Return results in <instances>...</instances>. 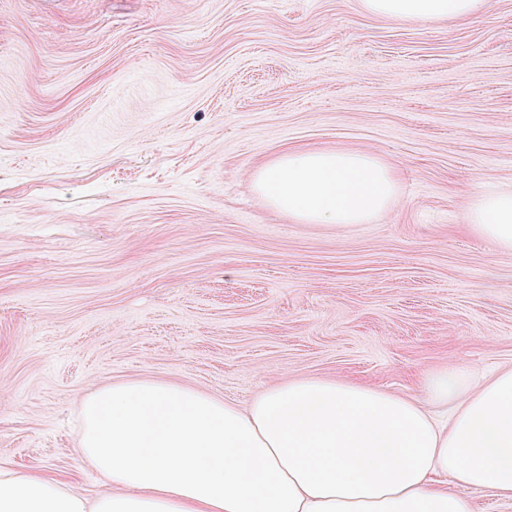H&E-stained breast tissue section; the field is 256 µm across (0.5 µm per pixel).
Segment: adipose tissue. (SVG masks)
Here are the masks:
<instances>
[{
    "mask_svg": "<svg viewBox=\"0 0 512 512\" xmlns=\"http://www.w3.org/2000/svg\"><path fill=\"white\" fill-rule=\"evenodd\" d=\"M486 0H364L400 22L470 16ZM275 211L303 224L385 213L395 171L366 153L297 149L253 174ZM469 220L512 252V192L473 195ZM422 397L328 378L264 386L246 406L171 382H117L80 405V460L109 484L89 498L0 466V512H470L486 490L512 501V369L440 370Z\"/></svg>",
    "mask_w": 512,
    "mask_h": 512,
    "instance_id": "obj_1",
    "label": "adipose tissue"
}]
</instances>
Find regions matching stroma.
Segmentation results:
<instances>
[{"label":"stroma","instance_id":"35a3bbf8","mask_svg":"<svg viewBox=\"0 0 512 512\" xmlns=\"http://www.w3.org/2000/svg\"><path fill=\"white\" fill-rule=\"evenodd\" d=\"M364 152L397 193L300 224L252 175ZM512 0L434 23L363 0H0V464L89 496L81 400L174 382L246 405L322 377L417 396L512 368ZM470 224L499 250L512 252V192L478 191L471 199Z\"/></svg>","mask_w":512,"mask_h":512}]
</instances>
